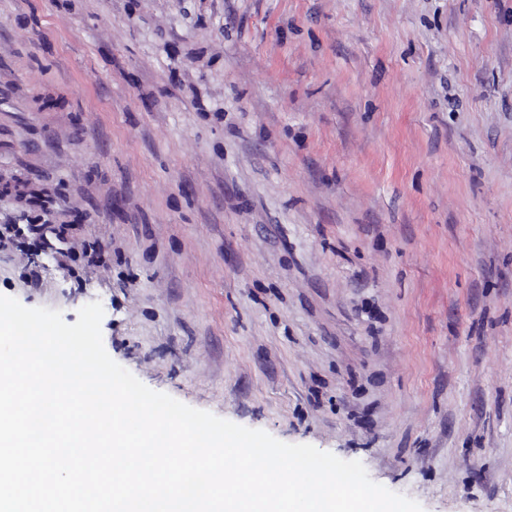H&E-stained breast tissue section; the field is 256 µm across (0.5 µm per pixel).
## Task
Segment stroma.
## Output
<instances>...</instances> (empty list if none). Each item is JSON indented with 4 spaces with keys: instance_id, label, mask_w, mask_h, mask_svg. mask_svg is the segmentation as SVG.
I'll return each mask as SVG.
<instances>
[{
    "instance_id": "obj_1",
    "label": "stroma",
    "mask_w": 512,
    "mask_h": 512,
    "mask_svg": "<svg viewBox=\"0 0 512 512\" xmlns=\"http://www.w3.org/2000/svg\"><path fill=\"white\" fill-rule=\"evenodd\" d=\"M0 295L512 512V0H0Z\"/></svg>"
}]
</instances>
